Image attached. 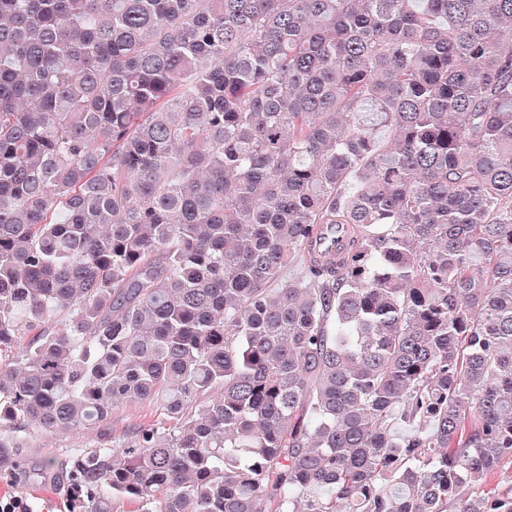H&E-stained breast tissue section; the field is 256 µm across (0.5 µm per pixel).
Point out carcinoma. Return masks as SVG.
<instances>
[{
	"label": "carcinoma",
	"mask_w": 512,
	"mask_h": 512,
	"mask_svg": "<svg viewBox=\"0 0 512 512\" xmlns=\"http://www.w3.org/2000/svg\"><path fill=\"white\" fill-rule=\"evenodd\" d=\"M145 402L73 512H512V0H0V460Z\"/></svg>",
	"instance_id": "cac0c4a2"
}]
</instances>
